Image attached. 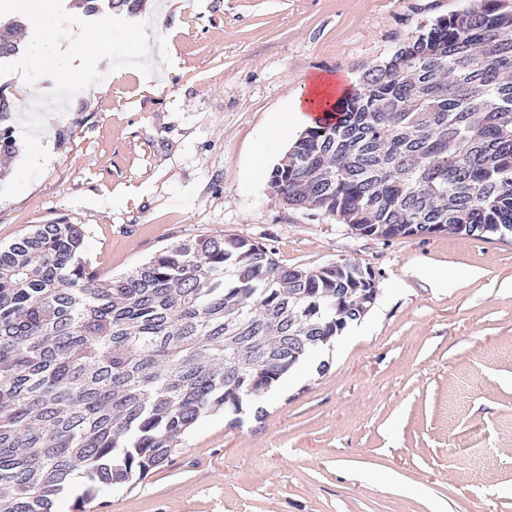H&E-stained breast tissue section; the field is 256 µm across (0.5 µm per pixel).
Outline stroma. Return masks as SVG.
Masks as SVG:
<instances>
[{"mask_svg":"<svg viewBox=\"0 0 512 512\" xmlns=\"http://www.w3.org/2000/svg\"><path fill=\"white\" fill-rule=\"evenodd\" d=\"M472 0H144L122 18L165 36L171 67L106 78L48 117L43 173L0 199V245L84 225L117 277L198 235L276 260L376 274L373 307L240 417L185 433L163 467L101 490L95 512H512V236L385 241L289 209L268 188L291 138L254 165L274 115L319 76L356 82L421 21Z\"/></svg>","mask_w":512,"mask_h":512,"instance_id":"1","label":"stroma"}]
</instances>
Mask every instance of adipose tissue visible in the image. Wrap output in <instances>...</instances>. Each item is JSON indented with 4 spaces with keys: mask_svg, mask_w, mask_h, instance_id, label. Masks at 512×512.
<instances>
[{
    "mask_svg": "<svg viewBox=\"0 0 512 512\" xmlns=\"http://www.w3.org/2000/svg\"><path fill=\"white\" fill-rule=\"evenodd\" d=\"M344 81L332 79H319L313 82L310 88L301 91L297 97L292 111L281 113L269 129L272 137L280 138L296 127L317 126L324 118V106L331 101H342L344 96Z\"/></svg>",
    "mask_w": 512,
    "mask_h": 512,
    "instance_id": "1",
    "label": "adipose tissue"
}]
</instances>
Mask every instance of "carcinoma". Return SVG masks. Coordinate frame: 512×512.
Segmentation results:
<instances>
[{
    "instance_id": "obj_1",
    "label": "carcinoma",
    "mask_w": 512,
    "mask_h": 512,
    "mask_svg": "<svg viewBox=\"0 0 512 512\" xmlns=\"http://www.w3.org/2000/svg\"><path fill=\"white\" fill-rule=\"evenodd\" d=\"M82 5L134 12L143 0ZM29 40L22 22L0 23V61ZM12 112L0 89L4 160L19 152ZM337 113L271 170L288 208L386 241L512 231V0L420 24ZM374 284L357 262L283 265L228 234L106 278L83 225H32L0 246V512H53L65 493L88 512L101 489L164 466L186 430L240 413L361 320Z\"/></svg>"
}]
</instances>
